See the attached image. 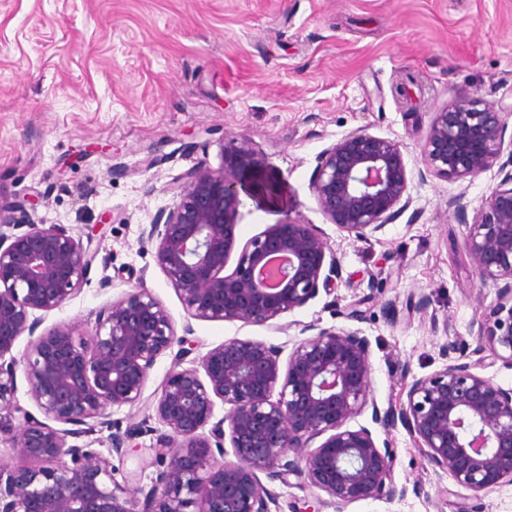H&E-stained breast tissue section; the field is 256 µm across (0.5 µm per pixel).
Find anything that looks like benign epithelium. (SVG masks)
I'll return each mask as SVG.
<instances>
[{
	"mask_svg": "<svg viewBox=\"0 0 512 512\" xmlns=\"http://www.w3.org/2000/svg\"><path fill=\"white\" fill-rule=\"evenodd\" d=\"M511 117L462 93L435 113L420 154L443 177H475L497 163L504 172L473 218L459 198L448 206L467 227L471 259L498 290L494 326L478 332L473 353L487 344L502 349L512 367V157L500 162ZM265 163L241 139L224 150L220 167L187 172L179 201L147 231L156 264L194 320L267 324L341 278L339 262L326 263L316 225L291 221L250 239L224 274L236 242L237 186ZM311 188L339 232L367 240L411 204L405 146L352 131L318 156ZM94 259L72 228L36 224L22 203L0 204V442L29 461L15 468L0 460V512H271L275 499L259 471L283 481L303 476L336 512L354 500H389L400 494L393 451L378 448L363 427L345 428L368 405L375 422L401 423L430 463L473 495L512 481V388L472 373L467 362L414 380L394 412L369 401L370 342L358 330L319 329L284 368L279 347L237 338L183 368L188 340L144 287L112 303L88 340L75 324L40 330L35 313L62 307L86 283ZM24 334L29 349L19 359L13 349ZM175 347L176 367L156 404L168 432L152 447L158 469L150 486L89 444L69 443L106 424L108 410L137 403L158 357ZM20 370L42 420L15 400ZM219 402L229 406L220 419ZM138 434L113 433L112 451L126 453ZM227 439L236 461L220 463ZM294 448L303 452L290 459Z\"/></svg>",
	"mask_w": 512,
	"mask_h": 512,
	"instance_id": "obj_1",
	"label": "benign epithelium"
}]
</instances>
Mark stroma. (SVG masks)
<instances>
[{"label":"stroma","mask_w":512,"mask_h":512,"mask_svg":"<svg viewBox=\"0 0 512 512\" xmlns=\"http://www.w3.org/2000/svg\"><path fill=\"white\" fill-rule=\"evenodd\" d=\"M462 92L512 106V0H0V203L37 197L34 222L91 236L96 254L87 283L44 327L91 332L101 311L141 286L197 358L231 338L287 354L305 329L336 326L368 338L379 408L466 360L511 388L512 369L492 350L473 353L478 328L493 326L497 290L483 283L448 207L459 197L475 211L501 175L437 176L419 151L435 113ZM356 129L405 144L412 199L367 241L339 232L311 189L318 155ZM244 138L266 165L238 187L237 246L274 224H313L342 278L264 325L192 321L142 231L176 204L182 174L219 167ZM107 211L119 222L100 224ZM419 299L424 311H409ZM356 303L362 318H346ZM173 363V353L160 356L140 402L111 413L122 429L147 423L117 461L146 481L157 470L151 449L165 428L155 407ZM346 426L392 449L405 495L338 509L292 475L265 482L279 512H512L511 482L472 495L402 426L376 424L367 410Z\"/></svg>","instance_id":"obj_1"}]
</instances>
